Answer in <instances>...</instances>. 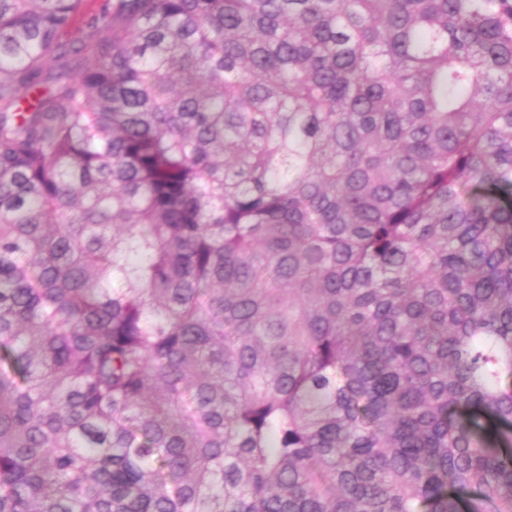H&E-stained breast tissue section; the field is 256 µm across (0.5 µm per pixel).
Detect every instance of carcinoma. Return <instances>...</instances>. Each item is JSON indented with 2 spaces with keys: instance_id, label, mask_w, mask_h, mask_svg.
Listing matches in <instances>:
<instances>
[{
  "instance_id": "carcinoma-1",
  "label": "carcinoma",
  "mask_w": 512,
  "mask_h": 512,
  "mask_svg": "<svg viewBox=\"0 0 512 512\" xmlns=\"http://www.w3.org/2000/svg\"><path fill=\"white\" fill-rule=\"evenodd\" d=\"M0 0V512H512V0Z\"/></svg>"
}]
</instances>
